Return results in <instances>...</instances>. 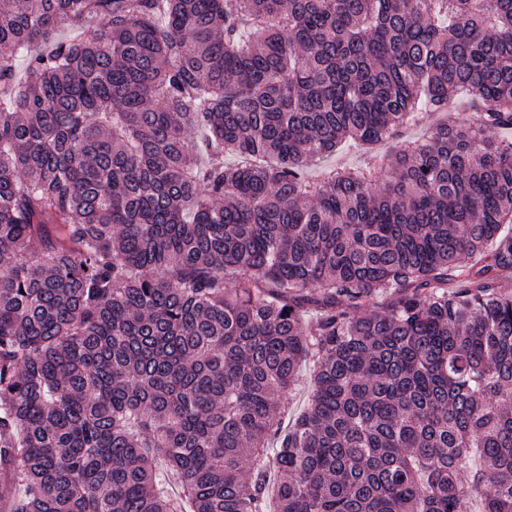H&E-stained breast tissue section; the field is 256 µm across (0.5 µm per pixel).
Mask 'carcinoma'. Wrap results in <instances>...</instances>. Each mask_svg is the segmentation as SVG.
<instances>
[{
	"label": "carcinoma",
	"mask_w": 512,
	"mask_h": 512,
	"mask_svg": "<svg viewBox=\"0 0 512 512\" xmlns=\"http://www.w3.org/2000/svg\"><path fill=\"white\" fill-rule=\"evenodd\" d=\"M511 129L512 0H0L5 512H512ZM365 155L362 154L360 148L343 147L336 155L329 156L317 166H312L308 171V178L312 181L319 179L323 170L330 166L345 165L351 168L360 167L363 165ZM312 365L309 362L303 363L299 380L295 387V392L292 395V403L288 408V412L280 419V427L282 429L288 428L297 416L298 412L301 411L306 403L309 391L311 389L310 374Z\"/></svg>",
	"instance_id": "obj_1"
}]
</instances>
